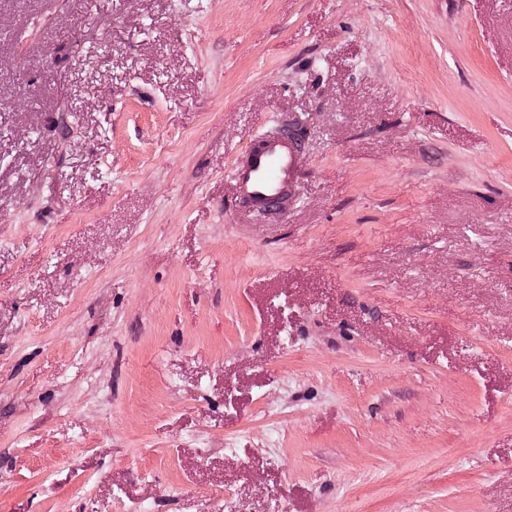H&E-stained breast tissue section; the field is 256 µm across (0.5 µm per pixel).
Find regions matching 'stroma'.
<instances>
[{"mask_svg": "<svg viewBox=\"0 0 512 512\" xmlns=\"http://www.w3.org/2000/svg\"><path fill=\"white\" fill-rule=\"evenodd\" d=\"M0 512H512V0H0ZM305 158L297 126L257 136L231 169L237 197L263 214L282 215L294 200Z\"/></svg>", "mask_w": 512, "mask_h": 512, "instance_id": "stroma-1", "label": "stroma"}]
</instances>
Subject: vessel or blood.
<instances>
[{
  "instance_id": "1",
  "label": "vessel or blood",
  "mask_w": 512,
  "mask_h": 512,
  "mask_svg": "<svg viewBox=\"0 0 512 512\" xmlns=\"http://www.w3.org/2000/svg\"><path fill=\"white\" fill-rule=\"evenodd\" d=\"M305 158L296 125L257 136L231 171L238 198L269 215L284 214L294 200Z\"/></svg>"
}]
</instances>
